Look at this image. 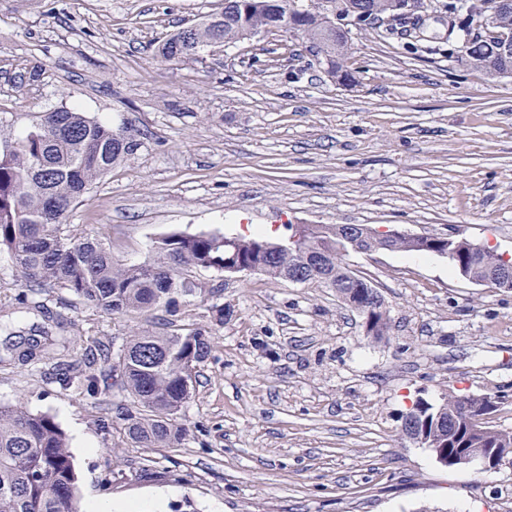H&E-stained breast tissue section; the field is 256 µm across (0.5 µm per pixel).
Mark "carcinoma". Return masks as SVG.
<instances>
[{
	"label": "carcinoma",
	"mask_w": 512,
	"mask_h": 512,
	"mask_svg": "<svg viewBox=\"0 0 512 512\" xmlns=\"http://www.w3.org/2000/svg\"><path fill=\"white\" fill-rule=\"evenodd\" d=\"M425 0H224V9L194 25L189 40L180 30L159 48L168 61L195 58L226 43L248 39L273 29L301 35L309 51L327 65L339 82L351 80L340 60L347 34L330 29L325 15L339 13L356 19L362 29L381 22L385 31H408ZM497 0H472L463 7L448 0V14L458 17L448 40L462 41L466 62L491 77L512 75V54L501 51V35H512V9L496 8ZM497 10L494 24L483 19ZM138 147V141L76 108L45 113L22 136L0 139V248L10 253L15 270L30 288L66 289L87 307L111 315L161 311L167 330H142L114 347L90 338L80 344L81 361L60 364L56 382L77 392L94 407L109 411L104 428H117L136 448H177L188 428L181 412L196 393L199 368L212 352V338L202 327L182 323L187 298L202 296L201 270L224 272V259L263 264L262 273L287 280L297 275L327 288L346 287L344 303L367 307L372 320L367 336L380 339L389 329L384 298L364 281L348 278L344 263L352 224H305L297 239L278 252L265 247L261 236L231 237L200 233H170L155 241L151 253L135 265L112 258L99 239L78 237L67 224L69 213L95 180L112 170ZM388 251L430 253L408 235L386 241ZM451 250L457 271L477 284L492 285L505 271L499 252L472 253L466 242L437 240ZM76 340L38 329L16 358L28 362L51 346L68 349ZM440 425L428 423L427 434L450 448H512V432L487 425L481 417L461 421L458 395L419 410ZM0 512H80L78 475L65 432L46 415L21 405L0 404Z\"/></svg>",
	"instance_id": "cac0c4a2"
}]
</instances>
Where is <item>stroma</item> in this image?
Segmentation results:
<instances>
[{
  "label": "stroma",
  "mask_w": 512,
  "mask_h": 512,
  "mask_svg": "<svg viewBox=\"0 0 512 512\" xmlns=\"http://www.w3.org/2000/svg\"><path fill=\"white\" fill-rule=\"evenodd\" d=\"M222 0H0V138L61 107L133 134L138 149L69 215L120 263L177 231L227 236L292 224H369L448 235L512 256V75L467 65L433 10L416 35L352 30L350 84L282 30L197 59L159 45ZM385 299L373 341L335 291L262 274L201 272L191 321L213 339L184 409L181 448H134L100 409L60 388L51 355L0 363V403L70 438L82 503L164 512H512V468L448 469L402 432L415 401L493 393L512 431V290L459 278L446 259L350 254ZM229 309L215 324L213 305ZM64 322L125 343L142 319L33 290L0 250V346ZM168 497V492L159 491L151 500L150 508L154 510H143V507L138 503H112L95 501L89 507V512H162L164 502Z\"/></svg>",
  "instance_id": "obj_1"
}]
</instances>
